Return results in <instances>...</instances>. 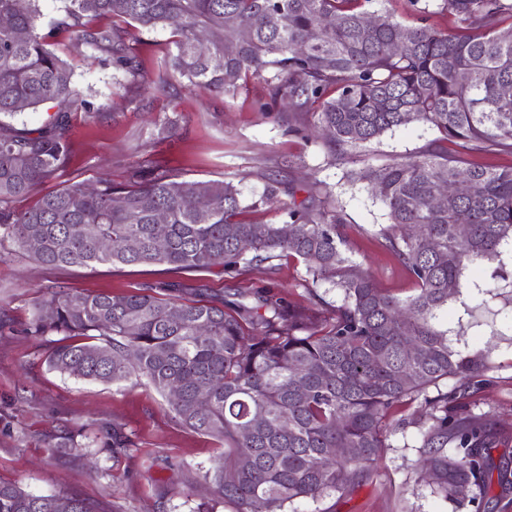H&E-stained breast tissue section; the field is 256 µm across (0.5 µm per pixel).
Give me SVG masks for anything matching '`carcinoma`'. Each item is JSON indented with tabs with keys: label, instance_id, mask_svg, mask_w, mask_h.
Segmentation results:
<instances>
[{
	"label": "carcinoma",
	"instance_id": "1",
	"mask_svg": "<svg viewBox=\"0 0 512 512\" xmlns=\"http://www.w3.org/2000/svg\"><path fill=\"white\" fill-rule=\"evenodd\" d=\"M42 2L0 0L7 20L0 25V243L48 269L229 271L292 259L312 283L340 294L316 317L268 290L247 305L200 289L186 303L175 284L163 287L166 298L59 288L35 298L28 324L35 336L57 337L49 366L115 385L143 376L163 395L180 387L170 403L174 418L224 445L202 475L212 497L196 512H215L223 501L236 512H256L258 504L262 512H297V501L352 491L388 447L385 418L405 401L419 402L427 415L420 463L433 492L459 501L488 485L492 435L464 399L483 384L489 351L455 347L457 332L443 316L455 301L457 325L479 327L464 295L482 296L485 309L498 298L512 301V166L476 161L512 155V97H502L512 87V26L502 27L512 0H440L456 22L452 32L407 26L390 14L368 28L372 0H61L53 20L77 46L111 55L133 78L139 62L125 31L90 19L112 14L142 32L172 26L167 78L224 94L260 79L273 101L309 116L340 156L389 130L428 125L437 136L421 150L349 174L388 211L385 247L415 284L404 300L379 291L352 261L343 215L325 210L319 195L281 223L249 220L248 211L278 201V181L248 205L226 182L202 210L199 197L213 182L154 166L133 170L125 185L74 181L14 208L68 167L72 110H90L69 63L49 48ZM230 18L239 25L228 33ZM200 34L209 36L204 52ZM19 103L56 111L37 128L19 127ZM458 181L468 184L465 194L431 205L434 186ZM461 212L469 216L464 233ZM103 238L111 250L99 249ZM476 264L488 279L468 278ZM449 379L456 385L442 390ZM338 448L352 452L341 456ZM0 512L92 510L75 496L35 495L0 481Z\"/></svg>",
	"mask_w": 512,
	"mask_h": 512
}]
</instances>
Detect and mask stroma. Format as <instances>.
<instances>
[{"mask_svg": "<svg viewBox=\"0 0 512 512\" xmlns=\"http://www.w3.org/2000/svg\"><path fill=\"white\" fill-rule=\"evenodd\" d=\"M420 2L426 12L408 0H372L369 9L389 12L406 25L455 29L438 0ZM173 39L168 28L131 30L128 45L140 63L131 82L107 55L76 46L71 32L52 35L53 51L70 64L91 109L73 113L71 161L42 185V192L71 179L119 184L133 167L151 160L188 179L232 182L247 203L258 198L265 182L282 180L286 190L279 209L252 216L272 223L282 221L286 209L300 204L315 186L343 213L352 256L371 273L375 287L402 299L412 295V279L380 235L389 223L386 207L348 173L414 153L435 138V131L412 123L386 132L346 160L332 159L320 139L307 136L292 114L272 101L264 83L249 81L233 95L159 85ZM304 278V266L293 260L233 272L220 267L172 272L161 266L49 270L13 246L0 247V481L37 495H74L94 512H190L209 498L200 477L223 451L217 440L178 424L145 378L112 385L50 369L46 358L53 337L27 330L36 294L60 287L127 294L171 282L223 296L266 288L316 313L339 302L327 284L310 290ZM479 317L496 320L502 333L489 338L473 331L467 338L471 346L488 342L494 348L486 382L471 393L469 408L497 436L494 465L512 470V303H496L493 312ZM418 417L417 404L396 407L386 421L388 447L370 478L348 495L299 502L297 512H512V487L495 484L487 495L459 502L432 492L418 469ZM114 428L132 440L129 451L115 455L105 446V434ZM69 430L84 432L81 447L52 449L55 438Z\"/></svg>", "mask_w": 512, "mask_h": 512, "instance_id": "35a3bbf8", "label": "stroma"}]
</instances>
